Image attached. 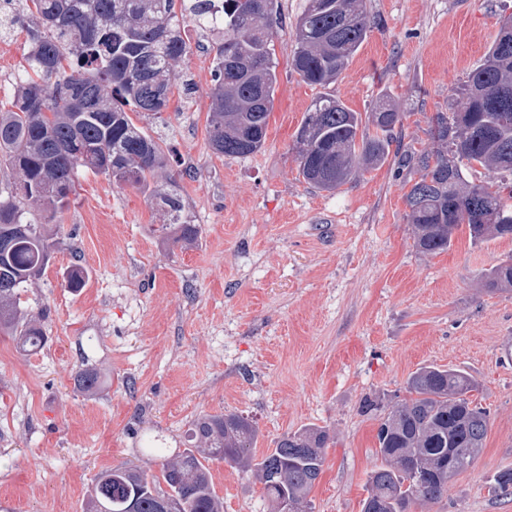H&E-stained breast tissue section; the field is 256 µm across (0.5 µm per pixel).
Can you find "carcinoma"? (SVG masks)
Returning a JSON list of instances; mask_svg holds the SVG:
<instances>
[{
	"label": "carcinoma",
	"mask_w": 512,
	"mask_h": 512,
	"mask_svg": "<svg viewBox=\"0 0 512 512\" xmlns=\"http://www.w3.org/2000/svg\"><path fill=\"white\" fill-rule=\"evenodd\" d=\"M28 51L17 82L14 110L0 112V167L21 175L0 180V332L26 351L46 344L41 326L20 313V291L46 270L55 243L49 223L69 202L79 169L141 186L167 165L160 144L137 127L130 113L160 116L169 105L176 66L189 52L180 18L224 34L216 46L208 138L213 151L243 157L266 140L278 85L274 30L276 0H24ZM371 22L364 0H306L295 23L293 70L308 84L336 82L365 42ZM404 113L392 101L364 116L333 95L306 112L293 150L299 175L334 192L361 168L393 158L419 173L406 194L414 246L424 254L448 250L461 226L474 242L512 237V50L494 40L453 89L448 111L430 120L432 147H399ZM500 176L494 186L466 174L476 168ZM162 229L175 242L193 240L181 196L158 193ZM490 292L512 290V263L479 275ZM467 372L424 365L406 380L408 397L380 419L376 455L362 512H425L447 492L484 448L489 414L472 392ZM254 421L235 413L204 415L189 429L194 444L175 454L164 448L159 473L111 468L92 486L84 512H158L165 495L176 512H223L212 488L210 464L250 471L263 485L271 512L288 500L309 512L308 495L331 440L322 427L283 436L255 460ZM462 460L448 470V455ZM489 492L512 493V467L499 470Z\"/></svg>",
	"instance_id": "1"
}]
</instances>
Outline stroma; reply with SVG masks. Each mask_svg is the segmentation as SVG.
I'll use <instances>...</instances> for the list:
<instances>
[{
	"label": "stroma",
	"mask_w": 512,
	"mask_h": 512,
	"mask_svg": "<svg viewBox=\"0 0 512 512\" xmlns=\"http://www.w3.org/2000/svg\"><path fill=\"white\" fill-rule=\"evenodd\" d=\"M304 0H278L279 86L263 148L213 152L208 119L218 35L184 25L190 46L161 117H136L169 158L147 187L79 172L56 218L45 273L22 291L23 315L47 342L23 352L0 336V512H83L97 476L119 465L158 468L152 443L184 450L206 414L236 412L258 429L253 453L309 425L332 439L311 512H362L378 465L377 414L406 395L422 365L453 366L478 382L490 412L480 456L430 512H512L491 477L512 467V291L477 276L512 259V239L443 253L416 250L405 195L417 173L393 162L333 192L298 173L293 146L313 100L329 93L365 113L383 99L405 114L401 143L430 147V118L493 42L512 0H365L373 27L336 83H304L288 61ZM27 31L0 34V109L9 110ZM174 189L199 234L162 238L157 191ZM86 273L66 286L73 265ZM98 384L83 391V371ZM224 512H269L261 483L211 466Z\"/></svg>",
	"instance_id": "stroma-1"
}]
</instances>
